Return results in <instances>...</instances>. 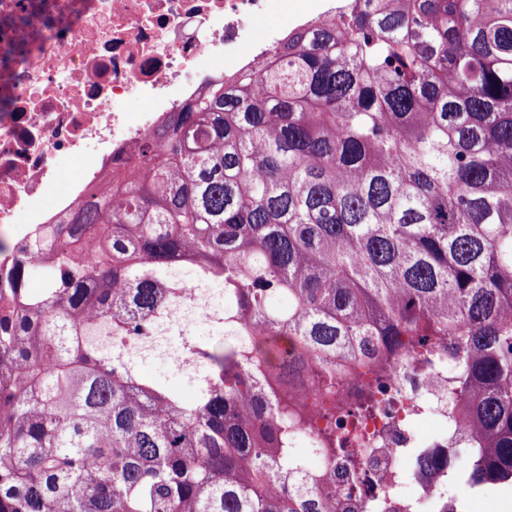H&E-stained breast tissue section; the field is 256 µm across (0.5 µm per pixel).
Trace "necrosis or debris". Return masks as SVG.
Here are the masks:
<instances>
[{
	"label": "necrosis or debris",
	"instance_id": "obj_1",
	"mask_svg": "<svg viewBox=\"0 0 512 512\" xmlns=\"http://www.w3.org/2000/svg\"><path fill=\"white\" fill-rule=\"evenodd\" d=\"M291 0H0V270L21 259L20 244L36 224L72 212L110 189L116 164L132 162L165 112H177L204 87L214 60L250 66L272 57L277 40L256 43L255 28ZM250 55H242L244 45ZM151 104L127 112L129 97ZM91 156L78 178L61 158ZM450 367L412 365L398 373L389 408L358 420L370 378L350 369L336 387V433L372 438L376 451L353 476L336 479V512H430L443 499L440 482L422 477L417 452L445 450L460 429L442 396Z\"/></svg>",
	"mask_w": 512,
	"mask_h": 512
}]
</instances>
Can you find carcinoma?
Here are the masks:
<instances>
[{
	"label": "carcinoma",
	"mask_w": 512,
	"mask_h": 512,
	"mask_svg": "<svg viewBox=\"0 0 512 512\" xmlns=\"http://www.w3.org/2000/svg\"><path fill=\"white\" fill-rule=\"evenodd\" d=\"M139 155L0 288V512H332L298 440L360 467L337 365L409 357L464 413L419 472L512 488V0H340Z\"/></svg>",
	"instance_id": "obj_1"
}]
</instances>
